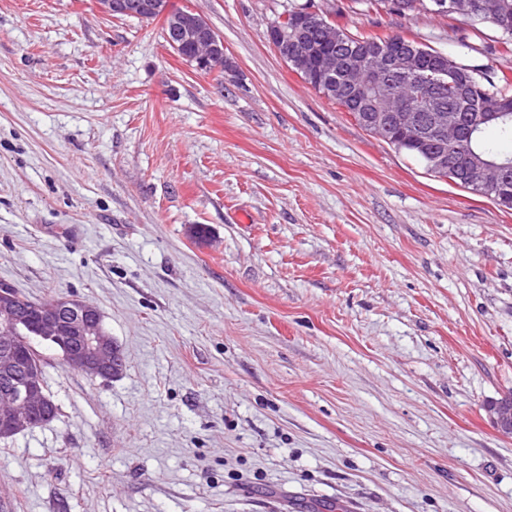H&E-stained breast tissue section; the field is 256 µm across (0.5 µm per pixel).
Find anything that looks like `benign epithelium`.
Returning a JSON list of instances; mask_svg holds the SVG:
<instances>
[{
    "mask_svg": "<svg viewBox=\"0 0 512 512\" xmlns=\"http://www.w3.org/2000/svg\"><path fill=\"white\" fill-rule=\"evenodd\" d=\"M100 13L108 17H135L150 21L155 16L172 18L169 45L177 53L190 49L186 61L203 72L222 73L228 67L224 41L202 16L190 11L170 10L168 0H96ZM427 11L470 20L482 17L512 33V24L499 10L498 0H429ZM326 10L302 6L285 10L266 30L268 43L285 63L315 62L313 80L319 87L345 90L350 105L368 113L364 124L369 133L389 139L400 132L407 143L425 148L428 166L441 172L457 155L466 125L476 127L470 112L484 105V76L466 67L467 91L457 105L439 104L435 88L456 72L439 62L424 64V51L403 41L390 48L359 46L348 42ZM464 184L494 193L503 206L512 204V163L466 156L460 167ZM37 309L38 317L30 312ZM30 307L9 288L0 289V315L5 324L0 336V438L43 426L56 407L47 392L39 357L26 361L14 333L27 329L34 339L50 345L61 363L90 377L116 378L125 362L118 343L103 324L100 310L85 301L58 297ZM491 426L512 437V393L488 401L484 406Z\"/></svg>",
    "mask_w": 512,
    "mask_h": 512,
    "instance_id": "7a95c632",
    "label": "benign epithelium"
}]
</instances>
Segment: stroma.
Instances as JSON below:
<instances>
[{
	"label": "stroma",
	"instance_id": "stroma-1",
	"mask_svg": "<svg viewBox=\"0 0 512 512\" xmlns=\"http://www.w3.org/2000/svg\"><path fill=\"white\" fill-rule=\"evenodd\" d=\"M0 0V285L97 306L120 377L49 356V424L0 439V512H512V210L361 128L267 43L287 0ZM512 75L491 25L333 0ZM208 230L207 243L193 237ZM100 13L108 17H135L151 21L155 16L171 17L169 45L177 54L190 49L187 62L203 72L222 73L228 67L224 41L202 16L190 11L174 12L167 0H95ZM484 409L491 426L499 433L512 437V393L488 401Z\"/></svg>",
	"mask_w": 512,
	"mask_h": 512
}]
</instances>
